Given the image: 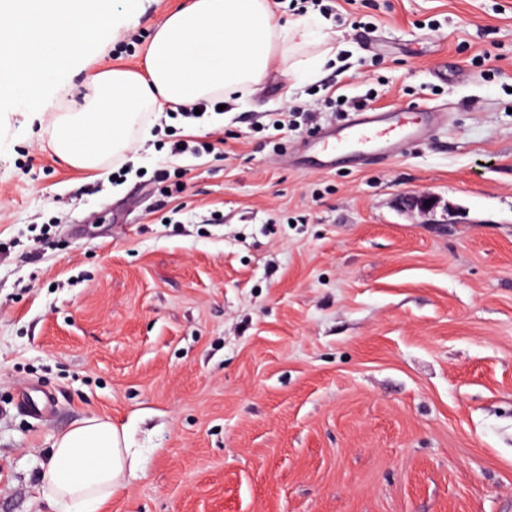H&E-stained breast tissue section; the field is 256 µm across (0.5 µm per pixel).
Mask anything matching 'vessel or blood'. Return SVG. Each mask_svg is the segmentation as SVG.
<instances>
[{"instance_id":"vessel-or-blood-1","label":"vessel or blood","mask_w":512,"mask_h":512,"mask_svg":"<svg viewBox=\"0 0 512 512\" xmlns=\"http://www.w3.org/2000/svg\"><path fill=\"white\" fill-rule=\"evenodd\" d=\"M425 123L392 121L381 112H357L347 122L320 130L306 140L305 150L334 162L345 156L370 164L399 155L425 141L444 118L437 107L422 103Z\"/></svg>"}]
</instances>
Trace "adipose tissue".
Returning a JSON list of instances; mask_svg holds the SVG:
<instances>
[{"instance_id":"adipose-tissue-1","label":"adipose tissue","mask_w":512,"mask_h":512,"mask_svg":"<svg viewBox=\"0 0 512 512\" xmlns=\"http://www.w3.org/2000/svg\"><path fill=\"white\" fill-rule=\"evenodd\" d=\"M326 37L319 14L285 25L269 0H185L152 35L145 73L97 74L83 104L56 115L52 146L71 167L98 168L127 151L144 113L254 88L289 45ZM133 468L126 433L85 419L56 439L41 493L56 512H103Z\"/></svg>"}]
</instances>
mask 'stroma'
Here are the masks:
<instances>
[{"mask_svg":"<svg viewBox=\"0 0 512 512\" xmlns=\"http://www.w3.org/2000/svg\"><path fill=\"white\" fill-rule=\"evenodd\" d=\"M183 2L140 0L36 113L5 117L0 512H54L43 466L90 417L137 460L105 512H512V0H358L315 77L278 63L223 120L153 113L123 156L69 166L55 110L140 69L144 42L118 48ZM331 90L452 119L380 164L293 168L305 109L344 118ZM186 138L224 146L172 153ZM160 168L184 172L179 198ZM410 191L439 204L409 214ZM32 390L50 415L18 409Z\"/></svg>","mask_w":512,"mask_h":512,"instance_id":"1","label":"stroma"}]
</instances>
